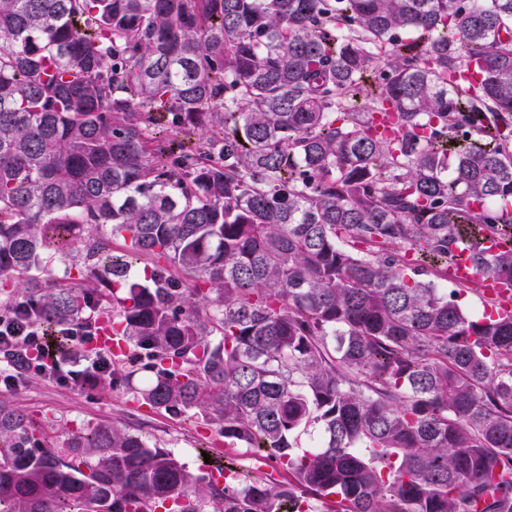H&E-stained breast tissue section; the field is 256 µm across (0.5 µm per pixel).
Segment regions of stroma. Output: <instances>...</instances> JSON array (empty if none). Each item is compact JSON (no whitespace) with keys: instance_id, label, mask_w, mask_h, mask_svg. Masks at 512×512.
Wrapping results in <instances>:
<instances>
[{"instance_id":"obj_1","label":"stroma","mask_w":512,"mask_h":512,"mask_svg":"<svg viewBox=\"0 0 512 512\" xmlns=\"http://www.w3.org/2000/svg\"><path fill=\"white\" fill-rule=\"evenodd\" d=\"M10 399L33 416L74 430L97 422L116 423L141 434L149 443L172 450L189 469L204 459L221 463L230 449L215 429L200 417H175L139 404L125 387L84 381L74 387L58 385L37 375L22 378Z\"/></svg>"}]
</instances>
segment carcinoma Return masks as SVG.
Returning <instances> with one entry per match:
<instances>
[{
  "label": "carcinoma",
  "mask_w": 512,
  "mask_h": 512,
  "mask_svg": "<svg viewBox=\"0 0 512 512\" xmlns=\"http://www.w3.org/2000/svg\"><path fill=\"white\" fill-rule=\"evenodd\" d=\"M493 236L512 0H0L3 301L62 348L118 316L101 383L288 473L219 485L114 423L57 445L1 396L0 512H512V314L413 266L512 287Z\"/></svg>",
  "instance_id": "obj_1"
}]
</instances>
